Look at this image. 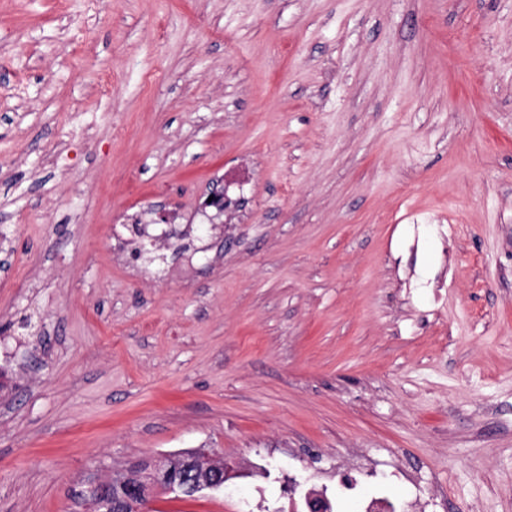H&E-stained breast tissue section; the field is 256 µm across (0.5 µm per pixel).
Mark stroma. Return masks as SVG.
I'll return each mask as SVG.
<instances>
[{
	"instance_id": "1",
	"label": "stroma",
	"mask_w": 512,
	"mask_h": 512,
	"mask_svg": "<svg viewBox=\"0 0 512 512\" xmlns=\"http://www.w3.org/2000/svg\"><path fill=\"white\" fill-rule=\"evenodd\" d=\"M0 238V512H512V0H0ZM209 454L201 449L183 452L177 466L168 457H144L125 471L106 481L91 482L87 493L93 495L97 512H148L161 493L194 497L205 489L218 491L232 474L224 459L218 465H205ZM120 494L114 495L113 488Z\"/></svg>"
}]
</instances>
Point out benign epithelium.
Segmentation results:
<instances>
[{"instance_id":"1","label":"benign epithelium","mask_w":512,"mask_h":512,"mask_svg":"<svg viewBox=\"0 0 512 512\" xmlns=\"http://www.w3.org/2000/svg\"><path fill=\"white\" fill-rule=\"evenodd\" d=\"M208 459L201 449L181 453L176 464L166 457L140 458L109 480L89 483L87 493L94 496L96 512H150L161 493L193 497L223 489L232 469L224 461L207 465Z\"/></svg>"}]
</instances>
